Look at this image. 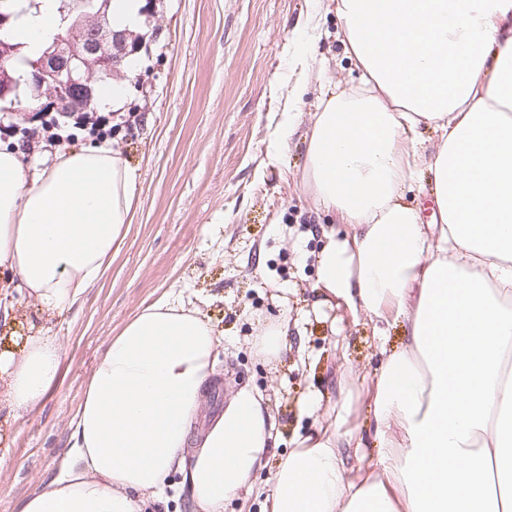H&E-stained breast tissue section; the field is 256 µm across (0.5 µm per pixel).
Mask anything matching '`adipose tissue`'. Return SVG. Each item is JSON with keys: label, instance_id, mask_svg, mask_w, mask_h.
Wrapping results in <instances>:
<instances>
[{"label": "adipose tissue", "instance_id": "adipose-tissue-1", "mask_svg": "<svg viewBox=\"0 0 512 512\" xmlns=\"http://www.w3.org/2000/svg\"><path fill=\"white\" fill-rule=\"evenodd\" d=\"M56 0H15L18 75L58 32ZM360 85L311 116L306 181L338 212L316 285L355 312L403 322L372 382L378 463L356 455L337 410L295 442L267 512H512V0H336ZM440 144L425 155L419 128ZM428 164L440 221L403 186ZM138 175L102 142L29 169L0 148V288L55 314L94 287L131 223ZM221 341L167 296L109 337L69 428L59 476L19 512H145L180 472L194 512H224L274 440L242 388L200 426ZM63 346L31 336L0 353V401L41 405Z\"/></svg>", "mask_w": 512, "mask_h": 512}]
</instances>
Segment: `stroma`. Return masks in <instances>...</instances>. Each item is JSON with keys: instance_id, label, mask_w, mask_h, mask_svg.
Wrapping results in <instances>:
<instances>
[{"instance_id": "1", "label": "stroma", "mask_w": 512, "mask_h": 512, "mask_svg": "<svg viewBox=\"0 0 512 512\" xmlns=\"http://www.w3.org/2000/svg\"><path fill=\"white\" fill-rule=\"evenodd\" d=\"M335 8L336 0H152L134 67L117 73L129 84L123 108L146 112L134 133L112 135L138 174L124 242L72 309L41 314L16 294L0 320L2 348L19 350L20 335L35 329L64 345L45 403L0 418V512H16L58 474L68 422L108 337L171 293L198 307L223 344L209 411L249 387L267 397L278 432L252 489L225 500L224 512H265L295 439L340 406L362 452L374 454L362 383L379 365L375 323L315 287L321 230L345 226L314 207L304 180L316 98L353 88L359 74ZM283 318L286 348L270 362L255 338Z\"/></svg>"}]
</instances>
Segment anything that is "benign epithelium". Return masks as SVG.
Instances as JSON below:
<instances>
[{
	"label": "benign epithelium",
	"instance_id": "benign-epithelium-1",
	"mask_svg": "<svg viewBox=\"0 0 512 512\" xmlns=\"http://www.w3.org/2000/svg\"><path fill=\"white\" fill-rule=\"evenodd\" d=\"M127 54L123 34L112 29L108 3L81 15L63 34L55 37L37 61L34 80L51 85L60 73L66 74L68 85L88 89L92 81L87 57H94L95 66L107 74L115 71L114 63Z\"/></svg>",
	"mask_w": 512,
	"mask_h": 512
}]
</instances>
